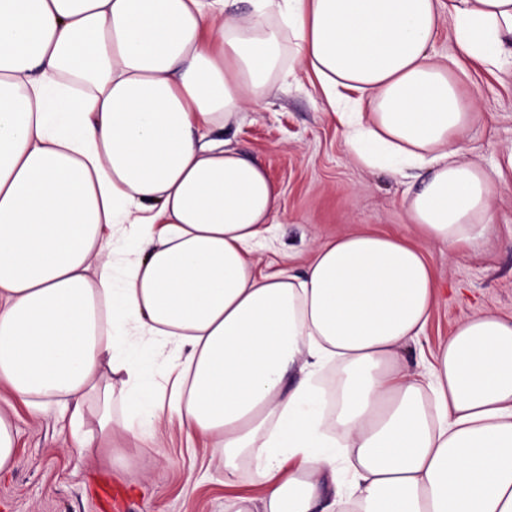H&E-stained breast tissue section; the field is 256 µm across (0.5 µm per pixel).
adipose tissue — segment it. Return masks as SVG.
Instances as JSON below:
<instances>
[{
  "label": "adipose tissue",
  "instance_id": "adipose-tissue-1",
  "mask_svg": "<svg viewBox=\"0 0 512 512\" xmlns=\"http://www.w3.org/2000/svg\"><path fill=\"white\" fill-rule=\"evenodd\" d=\"M236 2L0 0V387L93 409L80 451L177 420L223 449L225 484L252 463L262 495L225 512H512V315L463 317L423 372L396 362L436 305L423 244L474 246L512 175V150L460 160L481 114L432 49L449 21L499 68L512 0ZM287 47L356 164L422 171L419 244L351 231L303 276L257 269L282 192L213 134L276 89ZM134 336L173 345L169 392L145 387Z\"/></svg>",
  "mask_w": 512,
  "mask_h": 512
}]
</instances>
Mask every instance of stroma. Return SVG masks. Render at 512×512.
<instances>
[{
	"label": "stroma",
	"mask_w": 512,
	"mask_h": 512,
	"mask_svg": "<svg viewBox=\"0 0 512 512\" xmlns=\"http://www.w3.org/2000/svg\"><path fill=\"white\" fill-rule=\"evenodd\" d=\"M434 52L456 60L463 89L482 112L465 134L463 160L494 167L512 147V64L489 71L460 56L449 25ZM216 137L258 159L282 191L284 214L271 242L257 251L259 264L302 274L317 243L354 229L412 237L410 179L352 161L339 122L304 70L295 69L282 89ZM493 207L495 221L473 248L452 255L429 247L437 307L419 341L400 353L404 368L431 359L463 316L487 309L512 314V181ZM13 423L15 463L0 471V512H225L227 499L262 493L248 461L240 462L236 484L225 485L213 461L217 448L164 418L151 433L120 432L111 447L81 454L72 449L71 414L58 405L34 412L16 404Z\"/></svg>",
	"instance_id": "1"
}]
</instances>
